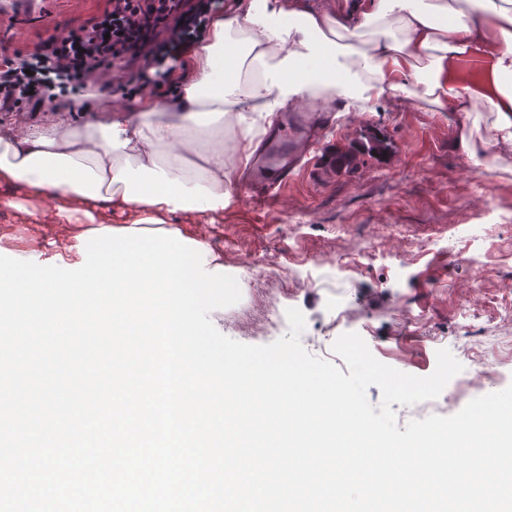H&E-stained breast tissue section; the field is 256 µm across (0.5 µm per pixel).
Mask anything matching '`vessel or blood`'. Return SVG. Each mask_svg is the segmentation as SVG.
Segmentation results:
<instances>
[{"instance_id": "vessel-or-blood-1", "label": "vessel or blood", "mask_w": 512, "mask_h": 512, "mask_svg": "<svg viewBox=\"0 0 512 512\" xmlns=\"http://www.w3.org/2000/svg\"><path fill=\"white\" fill-rule=\"evenodd\" d=\"M332 120L331 110L317 100L282 117L247 175V187L256 203L266 202L287 184L298 163V146L318 140L323 124Z\"/></svg>"}]
</instances>
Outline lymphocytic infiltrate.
<instances>
[{
	"mask_svg": "<svg viewBox=\"0 0 512 512\" xmlns=\"http://www.w3.org/2000/svg\"><path fill=\"white\" fill-rule=\"evenodd\" d=\"M227 0H112L87 24L50 37L34 53L0 54V108L34 112L54 90L83 91L95 75L126 74L127 87L176 91V71Z\"/></svg>",
	"mask_w": 512,
	"mask_h": 512,
	"instance_id": "f902f5d3",
	"label": "lymphocytic infiltrate"
}]
</instances>
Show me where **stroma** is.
Segmentation results:
<instances>
[{
	"label": "stroma",
	"instance_id": "obj_1",
	"mask_svg": "<svg viewBox=\"0 0 512 512\" xmlns=\"http://www.w3.org/2000/svg\"><path fill=\"white\" fill-rule=\"evenodd\" d=\"M108 0H46L41 11L0 10V49L25 54L51 36L103 12ZM334 126L280 196L255 205L245 186L223 216L196 214L224 253V277L242 283L251 258L266 257V273L311 272L314 282L280 309L299 308L306 321L304 349L346 332L366 341L380 362L415 376L430 375L436 352L507 355L495 390L512 384V147L494 149L478 187L462 142L490 141L494 115L476 105L469 114L436 112L422 99L394 92L337 111ZM366 248L362 265L337 269V259ZM343 291L347 315L330 319V298ZM232 306L210 314L225 336L266 345L286 336L288 322H233ZM414 325H406L404 316Z\"/></svg>",
	"mask_w": 512,
	"mask_h": 512
}]
</instances>
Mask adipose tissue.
<instances>
[{
	"mask_svg": "<svg viewBox=\"0 0 512 512\" xmlns=\"http://www.w3.org/2000/svg\"><path fill=\"white\" fill-rule=\"evenodd\" d=\"M184 69L172 103L75 99L44 119L0 122V187L26 194L0 197L25 216L18 231L0 228L21 259L0 266V314L119 313L141 292L164 313L143 335H206L207 313L224 304V256L185 218L223 212L255 150L253 118L309 94L330 91L349 107L394 91L438 112L483 104L497 141L512 146V0H235ZM203 112L242 123L237 165L220 144L196 154L190 133ZM40 256L55 276L28 267Z\"/></svg>",
	"mask_w": 512,
	"mask_h": 512,
	"instance_id": "adipose-tissue-1",
	"label": "adipose tissue"
}]
</instances>
